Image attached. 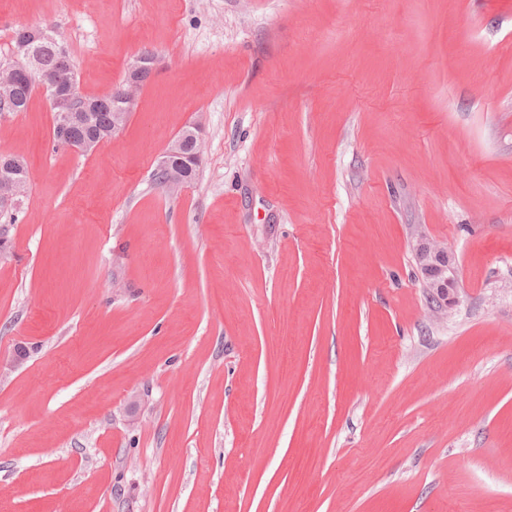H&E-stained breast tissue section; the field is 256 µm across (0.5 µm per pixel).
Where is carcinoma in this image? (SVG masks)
<instances>
[{"instance_id": "obj_1", "label": "carcinoma", "mask_w": 512, "mask_h": 512, "mask_svg": "<svg viewBox=\"0 0 512 512\" xmlns=\"http://www.w3.org/2000/svg\"><path fill=\"white\" fill-rule=\"evenodd\" d=\"M55 41L46 40L39 47L38 58L33 74L13 78L7 73L0 75V101L12 104L16 111L28 109L36 89L45 91L46 97H51V89L44 82L46 78H54L64 74L67 79H76L75 68L66 42L57 32H51ZM64 46L58 50L57 45ZM80 98L94 104V123L91 126L82 123H72L65 130H53V138L57 145L77 143L95 137L102 142L112 137V94L102 96L80 95Z\"/></svg>"}]
</instances>
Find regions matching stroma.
I'll return each instance as SVG.
<instances>
[{
    "mask_svg": "<svg viewBox=\"0 0 512 512\" xmlns=\"http://www.w3.org/2000/svg\"><path fill=\"white\" fill-rule=\"evenodd\" d=\"M45 22L83 94L159 65L92 152L0 119V512H512V7L0 0V62ZM199 127L194 125L185 129L176 140L166 149L160 160L156 174L163 176L165 183L163 186L172 194H175L183 187L181 175L176 171V158L182 155V150L186 140H193L201 143L198 136ZM175 192V193H174ZM8 159H16L10 156L0 155V163ZM31 175L25 172L21 165L8 160L0 165V210L8 211L15 208L26 195ZM415 257L421 269L433 272L434 294L444 301V306L455 302L454 293L457 288V268L455 260L447 249L430 242L425 235L420 234L415 248Z\"/></svg>",
    "mask_w": 512,
    "mask_h": 512,
    "instance_id": "stroma-1",
    "label": "stroma"
}]
</instances>
